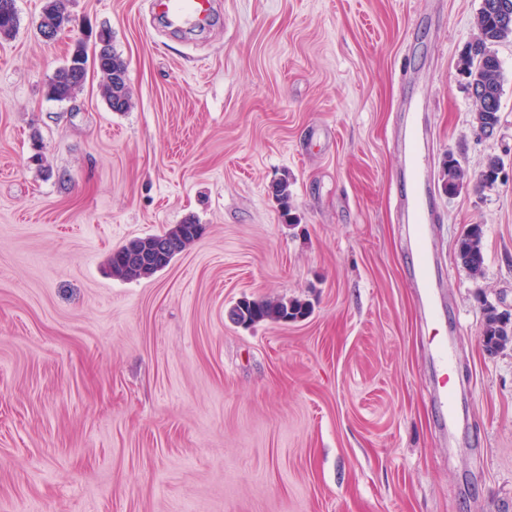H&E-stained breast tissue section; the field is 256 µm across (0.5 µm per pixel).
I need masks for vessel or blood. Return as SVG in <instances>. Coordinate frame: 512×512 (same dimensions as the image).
I'll use <instances>...</instances> for the list:
<instances>
[{
    "label": "vessel or blood",
    "instance_id": "obj_1",
    "mask_svg": "<svg viewBox=\"0 0 512 512\" xmlns=\"http://www.w3.org/2000/svg\"><path fill=\"white\" fill-rule=\"evenodd\" d=\"M157 6L161 14L168 18L170 24L179 25L189 21H202L210 9V0H157ZM424 175L425 169L422 162L417 158H410L402 172L407 192L401 200V205L410 225L408 252L411 256L415 282L421 290L423 315L431 319L435 316V309L430 299L429 248L426 244V228L431 221V215L424 209L420 200Z\"/></svg>",
    "mask_w": 512,
    "mask_h": 512
}]
</instances>
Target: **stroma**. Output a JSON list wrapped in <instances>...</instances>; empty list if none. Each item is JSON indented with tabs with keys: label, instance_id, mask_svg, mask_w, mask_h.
Here are the masks:
<instances>
[{
	"label": "stroma",
	"instance_id": "1",
	"mask_svg": "<svg viewBox=\"0 0 512 512\" xmlns=\"http://www.w3.org/2000/svg\"><path fill=\"white\" fill-rule=\"evenodd\" d=\"M44 3L16 0L0 39V512H512V344L491 354L480 334L483 303L512 313V41L492 47L493 138L458 67L482 0H214L178 29L151 0H69L50 41ZM104 26L131 110L109 109L94 71L48 99ZM410 98L431 320L400 206ZM282 177L295 224L270 191ZM188 220L200 235L167 268L112 277L113 251ZM472 224L477 277L457 258ZM295 297L301 321L229 316ZM83 85L84 83L71 80L63 72H56L47 84L46 95L59 101L71 99Z\"/></svg>",
	"mask_w": 512,
	"mask_h": 512
}]
</instances>
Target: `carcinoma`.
<instances>
[{
  "instance_id": "obj_1",
  "label": "carcinoma",
  "mask_w": 512,
  "mask_h": 512,
  "mask_svg": "<svg viewBox=\"0 0 512 512\" xmlns=\"http://www.w3.org/2000/svg\"><path fill=\"white\" fill-rule=\"evenodd\" d=\"M15 0H0V38L7 39L13 36L18 26V13L16 8L3 10V4ZM485 6L480 8L477 16L478 38L468 48L460 60L462 69L472 76H477L483 89L482 95L474 99L475 119L482 120L486 125L500 123V105L496 101L501 98V65L498 57L493 54L489 46L512 38V22H505L494 8L496 0H484ZM42 19L50 25L62 29L73 23V17L68 12L64 0H46L43 7ZM98 48L102 49L90 57L81 52L83 63L94 60L93 67L102 74L104 82L102 91L109 108L114 112H125L131 105V93L126 81V65L121 56L112 48L111 31L105 27L98 31ZM82 83L74 81L63 72H57L50 79L46 88V95L52 99L63 101L74 97L80 90ZM445 189L450 193L456 192L466 177V172L457 159L444 161ZM272 193L280 205L282 216L293 223L296 217L291 213L289 184L280 180L272 185ZM166 234L174 236L177 242L176 249L171 251L165 261L156 259L152 254L151 244L157 236L151 235L138 239L141 248V262L138 266H131L117 250L109 257L108 264L112 275L119 278L150 277L165 269L172 260L180 254L199 234V225L192 222L176 224ZM482 228L479 224L470 225L458 248V259L461 264L474 274L481 271L485 256L482 249ZM308 313L307 305L298 300L279 302H259L243 300L230 311L231 319L243 325H249L263 320L288 321L305 317ZM484 347L490 351H497L512 343V321L503 318L493 307L484 309V318L481 329Z\"/></svg>"
}]
</instances>
